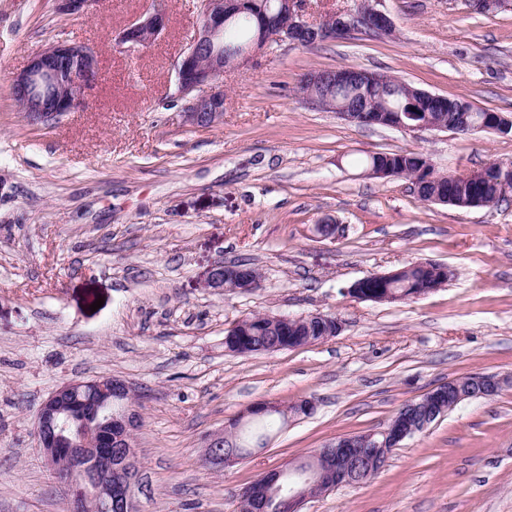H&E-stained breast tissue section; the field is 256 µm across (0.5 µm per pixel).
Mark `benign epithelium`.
<instances>
[{
  "label": "benign epithelium",
  "instance_id": "benign-epithelium-1",
  "mask_svg": "<svg viewBox=\"0 0 512 512\" xmlns=\"http://www.w3.org/2000/svg\"><path fill=\"white\" fill-rule=\"evenodd\" d=\"M55 10L65 16L90 14L99 0H53ZM278 28L264 33L249 45L227 56L224 53V24L247 12L250 0H199L201 17L195 36L176 62L178 95L185 100L183 120L192 127L208 129L219 125L224 116V72L253 61L271 42L300 45L325 35L345 38L368 24L378 34L389 36L394 24L377 8L380 0H365L354 9L325 16L320 23L306 20L300 0H278ZM168 14L151 2L120 32L118 42L128 53H135L153 43L167 28ZM347 81L371 84L366 70L346 67L339 70ZM322 72L305 78L310 105L320 106L324 99L313 87L320 83ZM102 72L94 48L79 42L57 41L36 52L27 66L11 77L10 91L24 116L36 124H53L61 117L78 112L87 105L89 93L98 87ZM512 130V117L499 112H484L470 131H488L505 135ZM232 283L236 290L248 292L257 287L258 278L247 269L233 265H216L206 287L217 290ZM509 380L493 374L473 373L448 380L419 398L393 417L387 428L361 436L346 435L312 457L296 461L286 469H274L248 483L242 498L261 506L262 512H301L310 499L307 487L322 471L336 480V486L363 483L365 469L377 466L383 471L395 448L416 434L426 431L445 416L443 394L449 392L464 402L496 396ZM132 392L126 380L109 382L72 381L63 384L41 403L35 435L45 462L66 494L70 512H136L132 496L139 471L133 432L139 414L115 403ZM280 406L267 402L250 407L237 418L242 425L256 417L275 414ZM219 437L208 443L206 462L231 467L244 456L237 448L225 453Z\"/></svg>",
  "mask_w": 512,
  "mask_h": 512
}]
</instances>
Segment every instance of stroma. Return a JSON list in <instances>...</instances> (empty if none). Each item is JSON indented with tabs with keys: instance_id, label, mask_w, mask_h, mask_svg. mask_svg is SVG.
<instances>
[{
	"instance_id": "35a3bbf8",
	"label": "stroma",
	"mask_w": 512,
	"mask_h": 512,
	"mask_svg": "<svg viewBox=\"0 0 512 512\" xmlns=\"http://www.w3.org/2000/svg\"><path fill=\"white\" fill-rule=\"evenodd\" d=\"M164 34L117 43L145 0L85 17L52 0H0V512H68L34 433L42 401L95 377L133 384L139 512H240L242 488L336 437L385 428L407 401L471 373L512 377V195L495 207L420 201L409 180L368 175L375 153L419 152L442 172L512 161V135L361 126L305 102L301 79L354 66L512 115V8L382 0L390 37L271 45L225 72L224 119L182 117L175 64L197 0H163ZM81 42L103 80L84 110L33 126L11 77L50 43ZM251 263L246 293L207 288ZM415 262L445 286L405 303L353 297L356 281ZM331 315L323 342L252 356L224 335L255 314ZM315 404L230 468L213 435L259 402ZM302 512H512V386L458 405L395 449L370 481ZM242 267L233 265L217 264L211 271L207 281V288L224 290L226 285L224 281L231 282L236 290L240 292H248L257 287L258 278L251 274L245 268H253L250 264H238ZM254 269V268H253ZM257 271L256 269H254Z\"/></svg>"
}]
</instances>
